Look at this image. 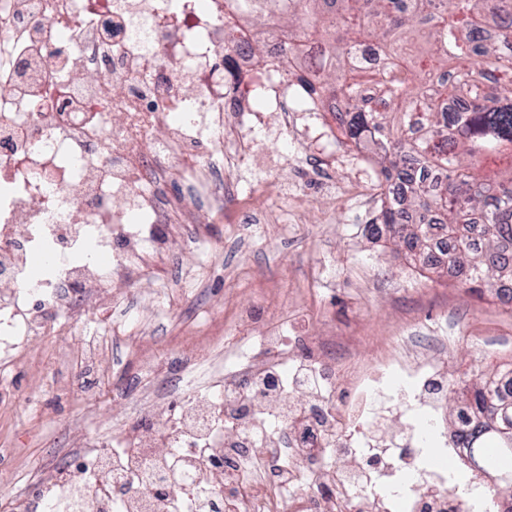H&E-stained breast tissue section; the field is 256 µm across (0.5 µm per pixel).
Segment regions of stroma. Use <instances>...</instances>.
Listing matches in <instances>:
<instances>
[{
    "label": "stroma",
    "mask_w": 512,
    "mask_h": 512,
    "mask_svg": "<svg viewBox=\"0 0 512 512\" xmlns=\"http://www.w3.org/2000/svg\"><path fill=\"white\" fill-rule=\"evenodd\" d=\"M294 122L312 176L269 180L250 207L208 220L204 254L178 250L139 285L117 278L91 288L104 350L92 375L74 335L32 338L22 364L0 367V512L38 472L78 456L90 433L111 434L139 401L146 418L168 413L184 396L187 367L207 384L233 368L232 348L254 347L275 327L289 358L306 352L338 366L343 404L361 372L396 350L436 366L449 387L476 383L512 356V305L464 291L443 270L409 267L397 242L371 238L379 165L332 114L300 112ZM122 307L142 310L146 326L114 324Z\"/></svg>",
    "instance_id": "stroma-1"
}]
</instances>
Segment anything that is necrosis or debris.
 <instances>
[{
	"label": "necrosis or debris",
	"instance_id": "necrosis-or-debris-1",
	"mask_svg": "<svg viewBox=\"0 0 512 512\" xmlns=\"http://www.w3.org/2000/svg\"><path fill=\"white\" fill-rule=\"evenodd\" d=\"M237 0H0V347L19 362L34 336H79L94 365L88 279L137 282L171 245L205 243L202 215L241 203L255 173L252 136L274 106L287 138L298 112L332 111L333 100L297 82L288 35L268 18L245 39L224 28ZM264 43L257 57L253 48ZM232 58L237 79L224 77ZM263 360L239 354L222 380L183 378L184 399L149 428L130 423L112 441L86 443L78 459L40 473L36 494L17 492L14 512H322L327 498L352 512H464L453 469L426 467L424 434L409 432L396 465L381 468L372 427L375 398L399 382L437 415L426 385L438 371L395 360L367 378L351 406L336 402L334 367L289 360L280 332L260 337ZM310 372L320 390L302 421L261 400L263 383L286 396ZM238 393L228 394V385ZM273 446L257 459L255 431ZM357 449L359 475L336 467L337 446ZM101 482H92L95 474Z\"/></svg>",
	"mask_w": 512,
	"mask_h": 512
}]
</instances>
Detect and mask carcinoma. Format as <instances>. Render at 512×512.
I'll list each match as a JSON object with an SVG mask.
<instances>
[{
	"mask_svg": "<svg viewBox=\"0 0 512 512\" xmlns=\"http://www.w3.org/2000/svg\"><path fill=\"white\" fill-rule=\"evenodd\" d=\"M242 9L298 18L302 32L289 37L288 53L303 57L307 72H323L326 94L346 99L333 116L383 175L385 202L370 233L397 240L405 260L426 265L431 225L409 223L408 210L431 211L458 286L495 292L512 279V160L495 180L474 170L477 157L512 147V0H242ZM367 41L403 78L353 61V48ZM364 78L378 83L389 110L357 97ZM449 98L463 110L439 111ZM430 169L444 178L426 181ZM462 395L468 417L454 445L469 449V469L512 481V362Z\"/></svg>",
	"mask_w": 512,
	"mask_h": 512,
	"instance_id": "cac0c4a2",
	"label": "carcinoma"
}]
</instances>
